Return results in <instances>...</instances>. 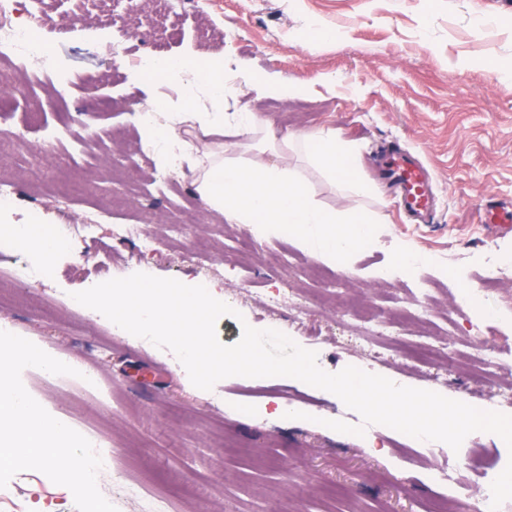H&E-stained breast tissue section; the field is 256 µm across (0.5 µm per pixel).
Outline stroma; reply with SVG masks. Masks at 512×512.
Wrapping results in <instances>:
<instances>
[{"label": "stroma", "mask_w": 512, "mask_h": 512, "mask_svg": "<svg viewBox=\"0 0 512 512\" xmlns=\"http://www.w3.org/2000/svg\"><path fill=\"white\" fill-rule=\"evenodd\" d=\"M88 7L87 0H45L50 20L42 32L60 77L95 82L94 94L79 89L56 101L42 84L15 87L11 64L0 61V135L20 132L26 140L0 167L9 176L23 175L35 166L54 125L81 111L97 140L79 156L58 153L48 186L59 191L81 181L72 211L83 215L102 205L111 214L98 241L74 239L56 252L55 271L45 281L23 284L5 275L18 263L38 261L32 249L0 253V289L22 300L0 308V337L25 336L43 357L60 352L77 368L96 367L99 390L89 393L77 378L59 380L41 367L19 364L16 386L47 419L66 422L77 448L96 439L125 448L124 475L171 496L180 512H433L445 502L452 512H470L469 499L457 497L436 474L448 466L457 481L472 484L479 471L504 469L512 451L499 436L475 432L459 452L431 455L410 436L374 424L370 432L383 444L375 455L364 438L325 427L328 419L362 422L336 395L289 377H229L212 390L198 389L171 351L125 331L104 335L107 318L68 299L136 272L187 285L206 274L223 286L234 310L217 322L224 344L238 341L246 324L276 329L316 351L326 372L352 365L421 389L434 374L438 393L468 402L512 384V359L482 360L473 330L481 314H494L499 335L512 339V280L496 281L486 261L492 250L512 254V233L488 229L480 216L486 199L512 201V81L496 73L512 65V0H180L165 17L140 0L131 11L117 6L109 23L91 17ZM481 17L495 19V27L477 26ZM131 25L140 28L139 40L126 39ZM323 28L333 31V39L311 44L314 31ZM221 29L237 31V39L215 40ZM110 43L124 45L123 57L108 58ZM152 53L222 61L231 79L225 111L266 116L279 140L299 131H336L357 145L356 176L364 181L372 179V157L382 142L418 150L435 177L433 222L407 223L379 188L360 205L384 216V223L373 225L371 244L341 263L306 251L293 235H256L243 243L246 225L225 223L207 207L189 168L172 171L154 156H134L139 105L161 98L174 111L185 104L183 83L144 77L133 66V58ZM253 74L304 84L306 92L288 100L257 96L243 81ZM132 158L142 179L120 182L117 164ZM288 164L323 205H343L340 187L303 153L289 150ZM178 218L188 223L183 237L161 242L153 255L112 240L113 225ZM56 221L49 196L23 185L13 207L0 211V225ZM406 249L429 258L421 276H382L392 254ZM192 251L199 261H183ZM490 281L496 287L481 306L464 307L462 286ZM280 288L298 299L285 316L256 301L259 293ZM421 290L433 300L428 324L406 323L404 350L383 344L379 359H365L362 331L341 325L338 302L392 316L408 310ZM313 331L314 341L308 338ZM444 340L457 352L456 370L436 374L416 355ZM278 406L298 411V418H264ZM0 483L18 512H86L92 500L98 512H138L117 484L85 487L60 463L0 470Z\"/></svg>", "instance_id": "1"}]
</instances>
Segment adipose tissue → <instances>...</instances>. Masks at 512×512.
Listing matches in <instances>:
<instances>
[{
  "instance_id": "obj_1",
  "label": "adipose tissue",
  "mask_w": 512,
  "mask_h": 512,
  "mask_svg": "<svg viewBox=\"0 0 512 512\" xmlns=\"http://www.w3.org/2000/svg\"><path fill=\"white\" fill-rule=\"evenodd\" d=\"M177 72L188 77L186 104L181 111L169 113L162 101L147 102L146 110L164 114L165 119L145 126L143 136L159 161L174 158L197 172L196 191L204 203L222 213L228 223L254 226L262 235L289 229L304 249L330 262L370 241L369 226L375 218L357 207L356 201L371 196L373 188L354 175L355 143L330 129L276 140L269 135V121L259 113L225 111L222 70L189 59L181 61ZM199 90L210 98L211 111L196 109ZM292 144L340 185L345 206L336 209L315 200L285 160ZM39 360L21 339L0 340V447L35 463H55L69 455L67 425L35 417L25 397L11 386L10 372L16 363Z\"/></svg>"
}]
</instances>
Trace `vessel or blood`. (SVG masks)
I'll use <instances>...</instances> for the list:
<instances>
[{"mask_svg": "<svg viewBox=\"0 0 512 512\" xmlns=\"http://www.w3.org/2000/svg\"><path fill=\"white\" fill-rule=\"evenodd\" d=\"M377 175L396 188L404 216L419 223L432 221L436 209L431 176L417 154L397 145L387 148L377 162Z\"/></svg>", "mask_w": 512, "mask_h": 512, "instance_id": "b4317fda", "label": "vessel or blood"}]
</instances>
